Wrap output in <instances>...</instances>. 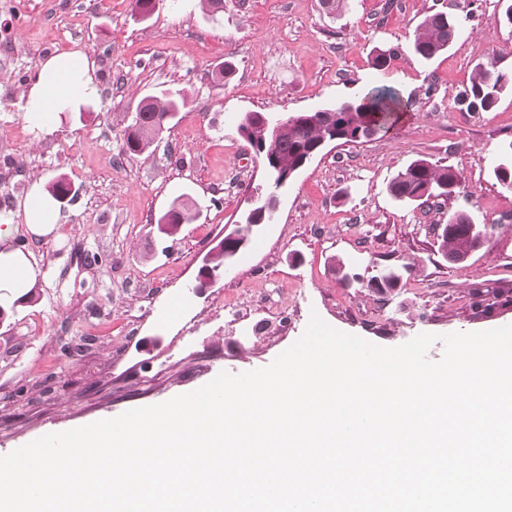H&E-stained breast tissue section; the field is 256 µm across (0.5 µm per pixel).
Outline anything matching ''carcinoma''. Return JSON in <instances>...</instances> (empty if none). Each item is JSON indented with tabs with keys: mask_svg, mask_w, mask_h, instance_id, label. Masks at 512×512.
<instances>
[{
	"mask_svg": "<svg viewBox=\"0 0 512 512\" xmlns=\"http://www.w3.org/2000/svg\"><path fill=\"white\" fill-rule=\"evenodd\" d=\"M457 31L455 19L444 12H435L419 25L412 43L413 51L421 59L431 60L448 49ZM508 92H512V70L480 64L470 85L459 95L458 102L469 112H489ZM186 103L187 96L182 90L160 97L142 98L131 123L124 130L122 152L141 155L157 146L170 123L166 115L181 112ZM398 105L399 98L393 90L379 88L358 101L317 110L306 121L273 120L261 112L249 113L241 119L239 131L256 146V153L269 168L276 188L281 189L288 183H280V178L285 175L293 178L308 151L317 147L324 138L334 134L341 144L362 143L367 140L369 127L390 120ZM493 174L502 188L512 186V160L497 164ZM460 183V172L453 166L418 159L399 171L389 182L387 190L394 200L401 203L427 202L432 197H451ZM190 210L189 201L174 199L157 220L159 230L168 236L175 235L181 224L189 221ZM494 228L493 224L474 223L465 212H452L438 235V252L450 262H463L482 246ZM381 276L382 282L368 284L377 293L395 288L400 282V274L393 269L382 271ZM511 303L512 297L507 291H495L490 297L477 292L471 309L475 315L487 317Z\"/></svg>",
	"mask_w": 512,
	"mask_h": 512,
	"instance_id": "obj_1",
	"label": "carcinoma"
}]
</instances>
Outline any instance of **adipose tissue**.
Returning a JSON list of instances; mask_svg holds the SVG:
<instances>
[{"label":"adipose tissue","mask_w":512,"mask_h":512,"mask_svg":"<svg viewBox=\"0 0 512 512\" xmlns=\"http://www.w3.org/2000/svg\"><path fill=\"white\" fill-rule=\"evenodd\" d=\"M95 63L75 50L53 56L40 65L36 82L26 97V117L37 130L48 133L65 108L97 94ZM25 225L0 216V309L27 301L38 287L41 266L22 241L23 235L43 238L58 227L56 203L41 183H33L25 203Z\"/></svg>","instance_id":"ef3b65f1"}]
</instances>
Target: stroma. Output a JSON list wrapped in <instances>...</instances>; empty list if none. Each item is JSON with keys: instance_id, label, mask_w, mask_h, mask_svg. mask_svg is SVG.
Returning <instances> with one entry per match:
<instances>
[{"instance_id": "35a3bbf8", "label": "stroma", "mask_w": 512, "mask_h": 512, "mask_svg": "<svg viewBox=\"0 0 512 512\" xmlns=\"http://www.w3.org/2000/svg\"><path fill=\"white\" fill-rule=\"evenodd\" d=\"M0 12V41L16 54L0 68V211L24 223L33 181L65 175L79 188L59 207L60 236L29 241L44 272L35 296L0 323V456L62 432L195 391L222 372L269 365L311 315L384 347L512 324V304L471 315L475 292L512 288V191L493 169L512 145V93L494 110L460 111L457 93L478 64L512 70L506 0H349L338 16L321 0H160L138 20L131 0H17ZM444 11L458 20L448 51L416 57L417 26ZM79 48L96 64L90 112L60 114L43 134L25 117L41 61ZM378 47L397 57L371 65ZM233 66L223 83L213 70ZM385 86L409 107L397 131L336 144L307 164L224 278L193 293L205 255L242 223L263 163L238 132L241 116L283 117L335 106ZM182 89L188 104L154 152L122 155L137 103ZM416 159L459 170L444 207L394 201L389 181ZM195 220L171 238L157 219L179 195ZM466 211L493 231L468 260L449 263L437 228ZM341 259L352 277L337 281ZM401 268L398 288L367 282Z\"/></svg>"}]
</instances>
